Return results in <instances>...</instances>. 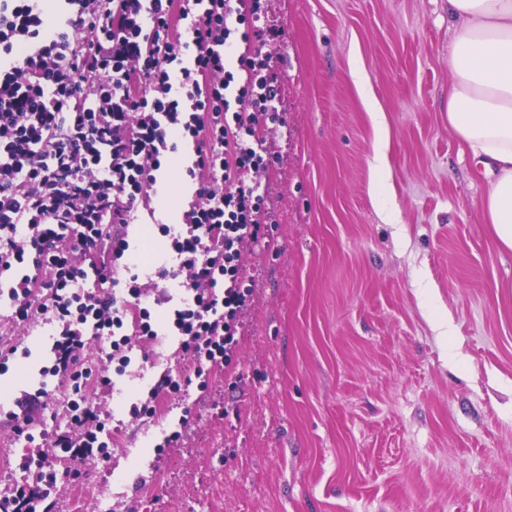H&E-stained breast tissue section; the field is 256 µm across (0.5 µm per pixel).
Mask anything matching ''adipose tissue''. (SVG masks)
I'll list each match as a JSON object with an SVG mask.
<instances>
[{
    "mask_svg": "<svg viewBox=\"0 0 512 512\" xmlns=\"http://www.w3.org/2000/svg\"><path fill=\"white\" fill-rule=\"evenodd\" d=\"M448 126L489 179L484 219L512 249V0H448Z\"/></svg>",
    "mask_w": 512,
    "mask_h": 512,
    "instance_id": "1",
    "label": "adipose tissue"
}]
</instances>
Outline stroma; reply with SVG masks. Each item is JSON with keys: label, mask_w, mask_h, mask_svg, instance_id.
<instances>
[{"label": "stroma", "mask_w": 512, "mask_h": 512, "mask_svg": "<svg viewBox=\"0 0 512 512\" xmlns=\"http://www.w3.org/2000/svg\"><path fill=\"white\" fill-rule=\"evenodd\" d=\"M260 15L280 32L265 50L285 122L262 133L268 244L243 245L238 343L205 385L153 400L164 373L193 367L179 335L144 343L125 323L122 367L90 339L84 363L112 380L94 398L106 447L59 464L57 512H81L105 483L112 512H512V251L448 127V0H261ZM373 111L389 133L378 183ZM192 157L182 146L125 230L145 307L159 282L186 297L158 277L173 263L159 226L180 228ZM7 313L0 297V349L15 350L0 408L35 393L46 408L43 431L0 434V489L29 480L23 461L69 426L57 325Z\"/></svg>", "instance_id": "35a3bbf8"}]
</instances>
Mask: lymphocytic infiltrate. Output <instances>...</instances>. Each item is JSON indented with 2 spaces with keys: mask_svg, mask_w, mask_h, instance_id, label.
<instances>
[{
  "mask_svg": "<svg viewBox=\"0 0 512 512\" xmlns=\"http://www.w3.org/2000/svg\"><path fill=\"white\" fill-rule=\"evenodd\" d=\"M0 0V276L29 262L47 279L22 276L10 292L12 316L53 314L61 323L55 374L70 382L71 421L83 434L55 435L53 447L83 459L98 415L80 362L83 327L113 335L126 317L153 336L136 279L124 302L78 293L77 254L94 257L99 279L108 255L127 249L116 227L133 223L139 197L157 182L166 154L191 143L185 174L196 204L171 236L174 269L193 307L171 319L195 361L190 375H163L178 390L222 365L236 317L252 289L243 242H260L262 196L249 172L265 168L260 121L277 118L279 82L253 41L260 0ZM244 49L235 51L233 36ZM38 488L0 498L9 512H52L54 466Z\"/></svg>",
  "mask_w": 512,
  "mask_h": 512,
  "instance_id": "obj_1",
  "label": "lymphocytic infiltrate"
}]
</instances>
